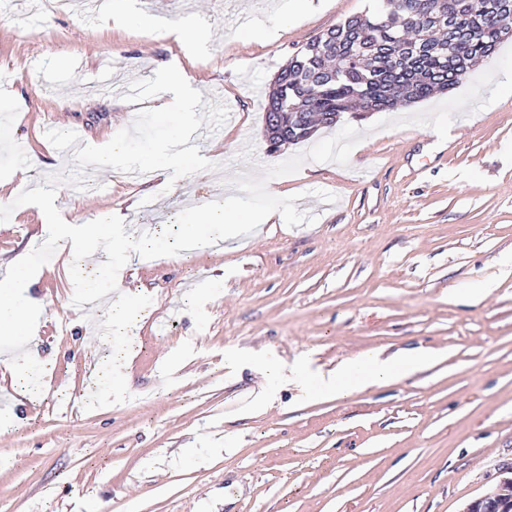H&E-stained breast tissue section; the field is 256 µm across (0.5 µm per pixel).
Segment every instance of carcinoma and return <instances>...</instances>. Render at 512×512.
<instances>
[{
	"label": "carcinoma",
	"instance_id": "carcinoma-1",
	"mask_svg": "<svg viewBox=\"0 0 512 512\" xmlns=\"http://www.w3.org/2000/svg\"><path fill=\"white\" fill-rule=\"evenodd\" d=\"M512 26V0H386L295 50L269 92L264 120L276 136L271 151L336 125L350 107L391 109L461 83ZM421 28V45L403 31Z\"/></svg>",
	"mask_w": 512,
	"mask_h": 512
}]
</instances>
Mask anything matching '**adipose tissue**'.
Instances as JSON below:
<instances>
[{
  "label": "adipose tissue",
  "mask_w": 512,
  "mask_h": 512,
  "mask_svg": "<svg viewBox=\"0 0 512 512\" xmlns=\"http://www.w3.org/2000/svg\"><path fill=\"white\" fill-rule=\"evenodd\" d=\"M274 212L267 211L249 216L229 205L228 197L212 200L199 217L200 223L216 228L225 240L235 239L242 225L267 224L273 221ZM112 229V216L102 213L93 221L77 224H59L55 227L54 243L68 245L71 256H79L85 249L102 240ZM38 278L25 256H18L0 272V328L24 324L26 316L38 306V299L30 288ZM433 355L424 352H407L387 358L377 353L341 362L335 370L320 374L319 395L339 400L354 397L392 379H403L430 366Z\"/></svg>",
  "instance_id": "1"
}]
</instances>
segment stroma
<instances>
[{"label":"stroma","instance_id":"35a3bbf8","mask_svg":"<svg viewBox=\"0 0 512 512\" xmlns=\"http://www.w3.org/2000/svg\"><path fill=\"white\" fill-rule=\"evenodd\" d=\"M294 5L135 0L156 24L129 28L0 0V262L27 253L41 301L31 335L0 331V368L31 361L16 425L0 433V512H462L512 464V97L496 90L512 77V39L454 89L342 114L273 152L264 113L278 70L375 3ZM274 10L287 26L239 43L234 13L258 26ZM193 18L200 46L160 32ZM171 63L193 113L156 107ZM107 78L111 94L95 93ZM74 125L86 145L60 150ZM199 126L213 135L196 152L139 178L174 132ZM108 138L126 156L105 168L89 145ZM33 154L50 195L25 187ZM76 178L97 195H71ZM228 179L239 206L282 222L245 225L188 262L141 241V226L189 219ZM103 212L124 227L111 266L49 243L48 215ZM83 265L99 270L93 287L76 285ZM117 283L135 303L97 334L70 302ZM481 287L476 305L448 294ZM415 347L437 358L425 373L341 402L315 393L317 372ZM108 381L123 393L104 404Z\"/></svg>","mask_w":512,"mask_h":512}]
</instances>
